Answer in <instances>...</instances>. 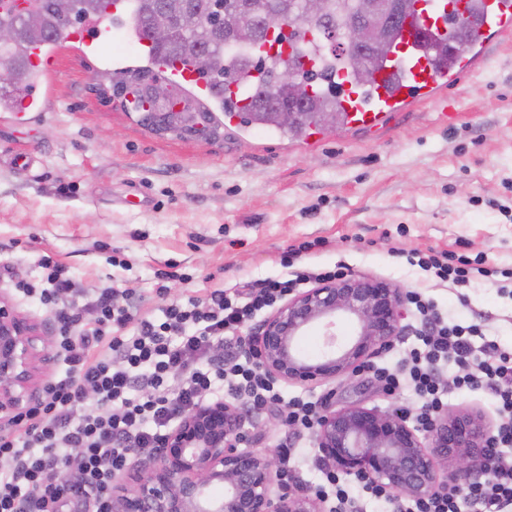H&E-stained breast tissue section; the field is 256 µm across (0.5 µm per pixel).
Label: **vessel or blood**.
Listing matches in <instances>:
<instances>
[{"label":"vessel or blood","mask_w":512,"mask_h":512,"mask_svg":"<svg viewBox=\"0 0 512 512\" xmlns=\"http://www.w3.org/2000/svg\"><path fill=\"white\" fill-rule=\"evenodd\" d=\"M483 7L474 19L475 38L455 56L457 68L448 72L438 68L424 45L425 39L447 40L451 0H415L413 16L403 24L396 48L374 72L370 89L344 82L340 108L351 125L373 129L391 114L403 111L415 99H430L441 86L453 84L458 76L480 68L485 60V42L489 35L512 33V0H482ZM65 41L82 44L88 51L102 55L112 50L111 29L105 19L87 18L78 29L67 31ZM160 74L203 92L207 84L193 69L181 63L164 65Z\"/></svg>","instance_id":"obj_1"}]
</instances>
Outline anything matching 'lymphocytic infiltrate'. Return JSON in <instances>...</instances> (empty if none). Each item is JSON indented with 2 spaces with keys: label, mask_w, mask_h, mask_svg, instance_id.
Here are the masks:
<instances>
[{
  "label": "lymphocytic infiltrate",
  "mask_w": 512,
  "mask_h": 512,
  "mask_svg": "<svg viewBox=\"0 0 512 512\" xmlns=\"http://www.w3.org/2000/svg\"><path fill=\"white\" fill-rule=\"evenodd\" d=\"M418 266L443 282L468 285L470 259L453 251L419 254ZM40 284L19 282L26 296L54 311L56 355L65 376L41 386L14 424L0 428V512H63L77 503L83 512H112L109 491L115 474L134 456L154 453L171 424L208 394H224L261 411L285 405L288 435L278 448L283 478L293 476L296 442L313 430L316 402L284 400L260 371L238 333L246 321L302 288L309 280L344 277L345 265L293 269L259 285L218 288L205 298L171 302L163 321L118 304L112 288L96 289V318L82 321L67 303L75 288L66 267L52 256L41 259ZM408 302L421 322L420 345L393 368L376 375L388 394L410 389L421 406L419 427H428L448 397L462 390L491 389L500 418L487 461L489 479L464 492L447 490L419 501L401 500L380 487L370 496L389 512H512V351L484 340L483 328L445 321L434 301L412 291ZM457 371L445 379L443 363ZM75 472L57 484L61 467Z\"/></svg>",
  "instance_id": "obj_1"
}]
</instances>
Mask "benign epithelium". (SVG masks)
<instances>
[{
	"label": "benign epithelium",
	"mask_w": 512,
	"mask_h": 512,
	"mask_svg": "<svg viewBox=\"0 0 512 512\" xmlns=\"http://www.w3.org/2000/svg\"><path fill=\"white\" fill-rule=\"evenodd\" d=\"M401 4L363 0L361 16L328 30L329 43L351 58L364 83L372 78L369 57ZM223 12L224 42L254 37V28L245 23L256 12L254 0H224ZM304 18L325 19L324 0H304ZM194 23L187 6L169 13L150 35L164 43L173 29L188 32ZM297 87L298 76L290 71L269 89V99L281 104L280 119L286 124L303 116L284 100V92ZM132 103L145 119L163 128L204 119L192 102L175 96L161 79L138 87ZM405 303L402 289L385 279L350 275L321 281L286 299L246 342L257 352L260 369L276 381L308 385L353 376L400 335ZM345 319L355 324L356 333L340 344L336 327ZM313 326L323 330V351L315 358L299 348L300 337ZM44 340L43 326L0 294V426L11 423L28 403L38 381L44 356L39 344ZM249 423L245 411L223 401L202 403L184 413L154 456L134 459L112 479V512H334L324 498L287 486L272 450L245 447ZM492 437L491 426L477 411L448 409L424 430L401 412L362 403L329 406L315 427L320 458L329 469L407 500L445 488L438 462L464 473L484 461ZM216 486L224 488L222 495L213 494Z\"/></svg>",
	"instance_id": "benign-epithelium-1"
}]
</instances>
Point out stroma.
I'll return each mask as SVG.
<instances>
[{
    "mask_svg": "<svg viewBox=\"0 0 512 512\" xmlns=\"http://www.w3.org/2000/svg\"><path fill=\"white\" fill-rule=\"evenodd\" d=\"M487 63L382 125L290 139L260 126L219 122L212 135L161 131L126 103L122 68L131 46L105 62L65 44L43 74V112L0 110V293L22 314L49 322V308L13 283L41 276L50 252L91 316L98 288L134 289L160 316L168 299L203 296L283 273L289 246L313 242L305 261L344 263L434 298L449 321L486 319L512 349V295L481 278L464 295L436 284L406 252L430 248L512 268V37L491 43ZM448 100L452 117L441 115ZM174 267L167 296L157 270ZM417 323L354 377L281 384L283 398L360 401L416 409L411 391L388 395L374 372L416 346Z\"/></svg>",
    "mask_w": 512,
    "mask_h": 512,
    "instance_id": "stroma-1",
    "label": "stroma"
}]
</instances>
